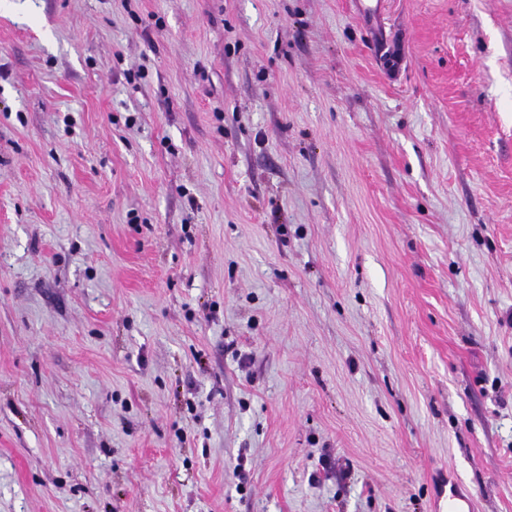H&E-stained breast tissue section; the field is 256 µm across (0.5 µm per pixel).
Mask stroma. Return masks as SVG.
<instances>
[{
	"mask_svg": "<svg viewBox=\"0 0 512 512\" xmlns=\"http://www.w3.org/2000/svg\"><path fill=\"white\" fill-rule=\"evenodd\" d=\"M0 0V512H512V0ZM356 14L358 20L368 29L371 30V34L374 41L377 43L384 42L388 43V39L385 35V26L381 19L382 15V1L381 0H354Z\"/></svg>",
	"mask_w": 512,
	"mask_h": 512,
	"instance_id": "stroma-1",
	"label": "stroma"
}]
</instances>
